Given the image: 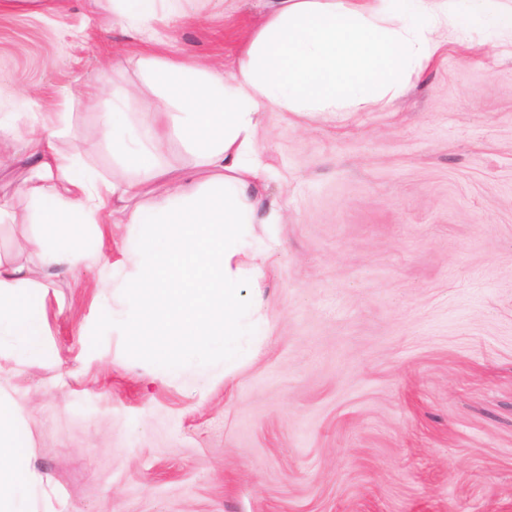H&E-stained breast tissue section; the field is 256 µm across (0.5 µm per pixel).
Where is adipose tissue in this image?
Masks as SVG:
<instances>
[{"instance_id": "obj_1", "label": "adipose tissue", "mask_w": 512, "mask_h": 512, "mask_svg": "<svg viewBox=\"0 0 512 512\" xmlns=\"http://www.w3.org/2000/svg\"><path fill=\"white\" fill-rule=\"evenodd\" d=\"M115 2L141 68L163 91L135 143L120 107L102 115L113 155L137 177L103 183L81 171L78 153L54 140L66 113L6 125L0 150L22 142L34 169L22 187L39 227L28 247L43 268L78 272L98 254L91 235L113 221L107 199L122 202V221L138 237L112 272L120 294L113 331L156 372L203 374L220 361L229 374L244 343L270 332L260 313L265 251L253 227L280 223L281 213L263 193L257 128L270 112H337L397 98L440 54L445 34L462 27L461 0H267L264 23L227 75L156 55L154 24L183 18V0ZM172 136L192 154L196 174L162 166ZM30 282L28 268L0 262V337H11L21 363L41 353L47 334L43 298ZM28 446L0 399V512H29Z\"/></svg>"}]
</instances>
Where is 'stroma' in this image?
<instances>
[{"mask_svg": "<svg viewBox=\"0 0 512 512\" xmlns=\"http://www.w3.org/2000/svg\"><path fill=\"white\" fill-rule=\"evenodd\" d=\"M159 52L232 70L265 0H184ZM467 39L398 98L335 114L267 113L256 133L280 224L267 248L271 334L232 378H171L102 326L126 224L99 262L45 272L31 227L0 223V260L42 286L46 354L0 340V397L31 442L30 512H512V40L474 0ZM112 0H20L0 11V117L64 112L99 179L132 178L99 123L132 90L140 129L160 92L141 74ZM110 92L94 95L92 79ZM17 145L0 200L34 172Z\"/></svg>", "mask_w": 512, "mask_h": 512, "instance_id": "stroma-1", "label": "stroma"}]
</instances>
